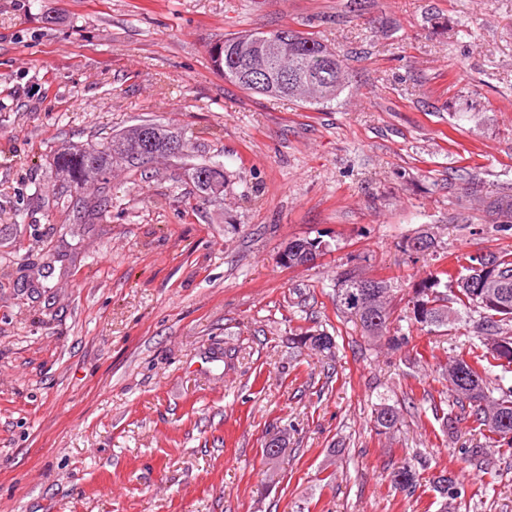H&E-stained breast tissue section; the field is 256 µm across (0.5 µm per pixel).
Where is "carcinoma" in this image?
<instances>
[{
  "label": "carcinoma",
  "instance_id": "1",
  "mask_svg": "<svg viewBox=\"0 0 512 512\" xmlns=\"http://www.w3.org/2000/svg\"><path fill=\"white\" fill-rule=\"evenodd\" d=\"M284 32L287 33V41L277 53V63L264 75L266 84L275 87L271 95L304 106L324 108L332 105L348 88L345 60L310 32L288 28ZM251 37L253 34L248 30L225 35L223 58H213L211 62L225 81L258 95V86L246 75L249 61L232 58L237 45ZM173 139H181L179 132L165 124L144 120L112 135L103 143L70 145L55 153L53 165L69 185L80 187L88 182L101 185V195L96 200L89 201L80 196L74 201L84 212L100 218L112 207L107 178L112 166L123 164L145 175L153 160L165 157L159 147ZM192 176L202 196L224 193V162L209 160L196 164L192 167ZM468 262L471 266H493L498 277L493 291L500 293L496 303L484 301L483 294L487 289L461 285L453 298H448V293L439 290V286L452 274L442 269L413 289L409 321L419 330L430 332L451 326L473 313L478 315L479 332L493 337L495 347L485 348L470 361L464 358L448 361V365L459 372L455 386L448 387L459 415L444 412L442 423L451 436L459 421L470 420L476 429L488 432L485 439L506 447V451L512 453V386L504 384L505 373L512 370V252L478 253L468 256ZM385 292L384 288L378 289L379 296L367 304L361 325L371 338H384L390 348L397 349L408 337L398 330H390L387 299L382 297ZM298 343L327 355L333 354L336 348L334 337L324 332L301 336ZM496 368L501 369L503 375L494 378L492 374ZM495 390L500 393L497 399L491 398ZM398 423L399 414L388 404L381 405L374 416V426L381 433L395 430ZM391 482L404 492L414 493L419 484L415 465L408 462L393 471ZM430 488L447 501L462 496V487L451 471H442L433 477Z\"/></svg>",
  "mask_w": 512,
  "mask_h": 512
}]
</instances>
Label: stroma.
Returning a JSON list of instances; mask_svg holds the SVG:
<instances>
[{"label":"stroma","mask_w":512,"mask_h":512,"mask_svg":"<svg viewBox=\"0 0 512 512\" xmlns=\"http://www.w3.org/2000/svg\"><path fill=\"white\" fill-rule=\"evenodd\" d=\"M276 28L335 49L353 95L303 108L213 70L210 42ZM144 120L186 158L113 167L94 223L54 204L55 152ZM208 159L218 197L188 174ZM298 238L325 253L280 265ZM505 249L512 0H0V512H512V455L464 461L478 432L435 418L473 323L392 351L336 307L354 269L399 320L430 273ZM322 331L334 357L293 343ZM413 459L410 496L389 474ZM443 469L465 490L447 509ZM192 179L195 187L204 197L222 195L224 193V163L220 160H209L194 165ZM198 174H205V179H198ZM197 176V179H196Z\"/></svg>","instance_id":"1"}]
</instances>
